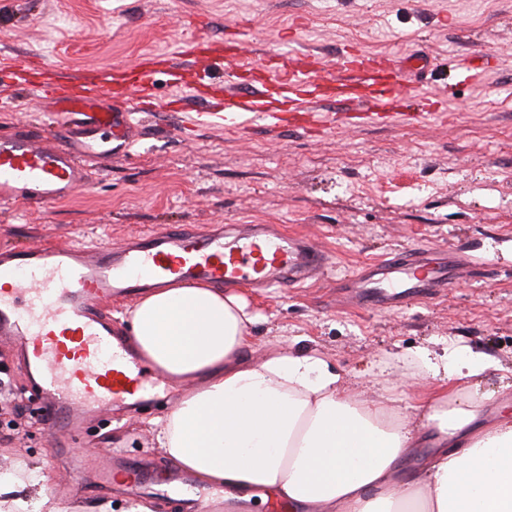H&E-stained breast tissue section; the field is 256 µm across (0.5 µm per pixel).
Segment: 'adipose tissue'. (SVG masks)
Instances as JSON below:
<instances>
[{"instance_id":"adipose-tissue-1","label":"adipose tissue","mask_w":512,"mask_h":512,"mask_svg":"<svg viewBox=\"0 0 512 512\" xmlns=\"http://www.w3.org/2000/svg\"><path fill=\"white\" fill-rule=\"evenodd\" d=\"M129 316L136 350L188 385L151 420L157 446L203 484L301 512H512V414L485 423V398L467 389L490 356L412 352L407 366L438 382L415 418L352 392L319 353L244 358L255 318L212 285L165 283ZM426 442V477L403 479L405 456ZM36 483L25 459L0 470V512H61Z\"/></svg>"}]
</instances>
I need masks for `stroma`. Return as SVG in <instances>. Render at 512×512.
I'll return each instance as SVG.
<instances>
[{"instance_id":"1","label":"stroma","mask_w":512,"mask_h":512,"mask_svg":"<svg viewBox=\"0 0 512 512\" xmlns=\"http://www.w3.org/2000/svg\"><path fill=\"white\" fill-rule=\"evenodd\" d=\"M204 15L206 26L188 28ZM243 31L253 58L300 48L335 65L356 46L369 53L437 61L407 74L412 93L440 92L451 60L476 50L504 56L480 88L458 84L447 111L421 123L320 134L297 127L245 131L203 118V100L181 111L138 115L129 154L89 157V178L63 204L35 211L0 203V251L43 241L119 247L173 227L203 233L216 224H270L308 236L334 264L302 288L238 287L256 321L249 356L288 348L321 353L369 398L409 410L437 384L410 376L405 355L429 341L484 353L496 365L478 394L491 398L487 420L512 412V0H0V63L41 56L44 78L91 77L145 53L170 54L194 37L220 43ZM16 107L0 111V137L46 123L44 102L1 84ZM197 124L191 136L178 124ZM453 250L472 267L446 294L400 307L360 305L344 290L355 270L390 252ZM0 467L22 457L64 512L83 505L140 503L152 512H186L181 497H133L127 485L95 486L90 467L67 472L57 448H94L137 461L165 478L171 460L148 421L169 415L187 388L166 377V400L128 415L110 406L87 421L83 438L53 446L34 409L41 398L12 340L0 337Z\"/></svg>"}]
</instances>
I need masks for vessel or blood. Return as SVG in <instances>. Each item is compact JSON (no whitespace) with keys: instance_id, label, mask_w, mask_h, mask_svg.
Wrapping results in <instances>:
<instances>
[{"instance_id":"vessel-or-blood-1","label":"vessel or blood","mask_w":512,"mask_h":512,"mask_svg":"<svg viewBox=\"0 0 512 512\" xmlns=\"http://www.w3.org/2000/svg\"><path fill=\"white\" fill-rule=\"evenodd\" d=\"M223 59L232 74L224 83L223 104H209L225 121L246 129L262 122L276 128L318 127L317 112L326 90L346 102V127L386 125L403 112L407 90L395 57L354 50L328 67L313 54L291 50L271 53L261 62L246 56L238 33L225 36ZM205 45L194 42L163 59L162 66L140 60L101 72L83 88L68 85L32 86L55 114L57 135L48 138L29 129L0 137V200L46 209L74 195L86 182L84 161L91 155L127 154L135 141L134 115L153 111L159 75L171 88L181 86L180 70L197 69L200 83L211 79ZM463 82L477 85L489 73L487 57L471 53L457 58ZM329 267L325 252L303 236L273 237L260 229L238 234L216 229L207 234L170 231L148 235L131 247L90 249L35 243L0 256V336L15 342L33 366L37 384L52 410L54 431L78 437L88 416L120 401L135 411L144 398L158 394L161 376L133 352L102 315L113 298L135 299L166 281L214 283L233 287L249 281L267 288L293 286ZM465 269L448 252L434 258L403 251L348 282L351 296L371 307L398 306L444 293ZM98 481L116 477L111 451L89 456ZM128 477L137 493L182 491L179 473L154 484L142 480L138 466Z\"/></svg>"}]
</instances>
